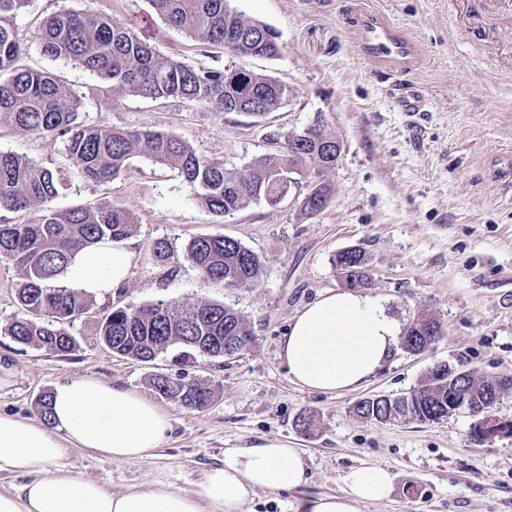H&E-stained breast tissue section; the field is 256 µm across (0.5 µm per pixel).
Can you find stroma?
I'll return each instance as SVG.
<instances>
[{"mask_svg":"<svg viewBox=\"0 0 512 512\" xmlns=\"http://www.w3.org/2000/svg\"><path fill=\"white\" fill-rule=\"evenodd\" d=\"M245 18L277 34V57L244 58L205 48L167 26L149 0H31L15 19L28 40L18 64L53 73L76 93L85 125L160 131L188 142L202 157L244 168L280 152L275 132L323 124L342 146L335 168L320 178L329 202L306 214L300 198L276 207L250 203L220 218L207 211L178 170L144 156L130 159L111 182L87 181L62 141L0 122V150L59 171L65 181L53 205H117L136 220L125 241L133 254L125 282L96 299L92 313L70 325L79 345L54 354L22 345L0 331V365L12 373L0 388V412L36 420L37 401L57 384L91 379L136 390L172 420L153 456L112 460L73 450L77 475L125 492L161 481L189 491L224 451L277 438L299 449L309 475L306 493L333 494L342 476L362 465L385 466L393 477L386 501L361 512H512V437L484 444L470 438L471 417L456 413L420 424H372L352 406L375 395L397 396L440 362L480 376L512 379V72L488 58L512 52V30L453 23L460 0H232ZM400 26L420 54L410 74L362 56L348 25L352 8ZM90 10L131 27L164 59L194 67L248 69L288 86L286 104L257 118L214 112L184 99L113 94L103 77L44 56L37 33L50 15ZM414 89L419 111L399 98ZM241 242L262 261L258 288L234 290L203 278L184 260L195 237ZM171 257L157 261L155 242ZM358 248L370 260L367 295L386 300L400 325L436 319L442 339L422 354L395 349L384 367L352 392L306 391L293 384L279 357L292 317L325 291L342 289L332 259ZM206 302L234 308L251 326V346L231 357L181 359L175 345L150 362L113 354L95 334L104 308ZM157 374L215 385L204 408L192 410L155 392ZM311 412L314 433L295 427Z\"/></svg>","mask_w":512,"mask_h":512,"instance_id":"35a3bbf8","label":"stroma"}]
</instances>
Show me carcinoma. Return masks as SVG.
<instances>
[{"mask_svg":"<svg viewBox=\"0 0 512 512\" xmlns=\"http://www.w3.org/2000/svg\"><path fill=\"white\" fill-rule=\"evenodd\" d=\"M172 29L204 47L220 46L243 57L275 58L277 36L260 37L271 28L226 15L229 0H150ZM29 0H0V121L44 137L61 138L67 155L85 178L101 183L112 180L134 156L177 169L194 197L210 213L225 217L253 201L273 207L283 188L275 175L285 165L322 175L336 166L329 156L289 153L264 155L244 169L200 157L182 139L162 132L122 127L83 125L77 122L79 100L67 92L48 71L22 68L18 59L26 40L10 24L9 16ZM44 55L71 62L112 82L119 94L154 100L178 98L205 103L224 111V96L248 108L258 99L269 112L278 109L279 80L251 70L239 72L224 83V71L195 68L182 61L158 57L156 50L130 28L92 12H66L48 17L38 34ZM287 139L331 145L335 137L314 124ZM61 183L45 165L0 151V258L11 260L22 275L17 288L20 314L0 330L14 341L48 352L67 354L76 338L63 327L86 315L94 297L76 288L56 289L51 283L69 267L75 252L105 242H121L132 234L134 218L119 206H77L57 209L52 202ZM25 211L26 221H11L9 214ZM185 259L203 277L233 288H255L262 262L240 242L224 236H199L185 249ZM333 264L340 276L352 277L353 288L370 280L366 253L357 248L336 253ZM251 329L234 309L217 303H196L177 311L164 302L110 310L97 321L96 336L120 355L150 362L174 344L187 348L183 355L231 356L247 346ZM440 324L426 320L425 327L405 328L401 343L426 347L440 337ZM475 406L489 405L512 379L477 377L466 373ZM453 386L433 367L417 387L396 399L375 396L359 400L353 412L374 423L404 417L422 424L448 416ZM214 388L191 382L181 388V404L204 406L199 397H213Z\"/></svg>","mask_w":512,"mask_h":512,"instance_id":"carcinoma-1","label":"carcinoma"}]
</instances>
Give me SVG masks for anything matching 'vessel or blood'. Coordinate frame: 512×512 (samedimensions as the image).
Returning <instances> with one entry per match:
<instances>
[{"label":"vessel or blood","instance_id":"b4317fda","mask_svg":"<svg viewBox=\"0 0 512 512\" xmlns=\"http://www.w3.org/2000/svg\"><path fill=\"white\" fill-rule=\"evenodd\" d=\"M476 11L501 25L512 24V0H467ZM362 54L378 63L406 72L418 59L416 43L386 20L369 16L356 21Z\"/></svg>","mask_w":512,"mask_h":512}]
</instances>
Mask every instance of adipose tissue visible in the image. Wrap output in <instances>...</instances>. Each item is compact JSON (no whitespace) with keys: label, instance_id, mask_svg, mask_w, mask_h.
<instances>
[{"label":"adipose tissue","instance_id":"1","mask_svg":"<svg viewBox=\"0 0 512 512\" xmlns=\"http://www.w3.org/2000/svg\"><path fill=\"white\" fill-rule=\"evenodd\" d=\"M131 255L119 243L75 254L74 285L101 297L126 278ZM401 330L381 299L355 291L324 292L293 318L280 344L291 381L309 391H353L389 357ZM51 422H27L0 413V475L22 477L0 492V512H245L260 489L293 491L309 482L298 449L277 439L228 448L223 465L209 469L195 490L149 483L124 494L70 473L64 462L78 448L111 459H141L164 443L168 414L139 392L73 379L50 394ZM381 466L350 469L337 494L298 499L294 512H360L392 490Z\"/></svg>","mask_w":512,"mask_h":512}]
</instances>
